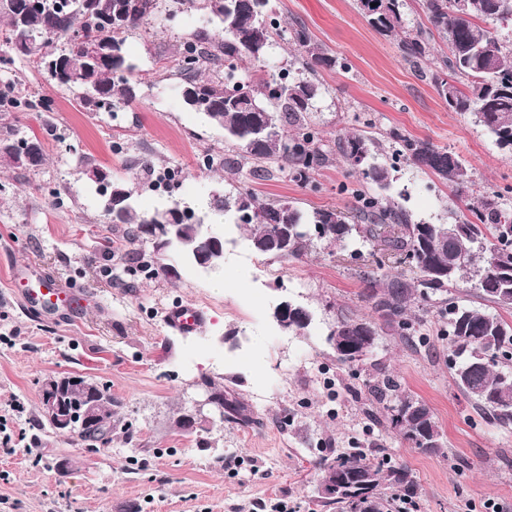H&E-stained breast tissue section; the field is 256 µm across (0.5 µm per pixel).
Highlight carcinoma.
<instances>
[{
    "label": "carcinoma",
    "instance_id": "cac0c4a2",
    "mask_svg": "<svg viewBox=\"0 0 512 512\" xmlns=\"http://www.w3.org/2000/svg\"><path fill=\"white\" fill-rule=\"evenodd\" d=\"M172 2L177 10L195 12L204 20L191 38L182 42L172 72L181 79L184 106L223 131L224 140L237 150V156L224 158L222 164L240 170L249 161L274 163L293 181L309 184L312 172L333 160L310 112L323 95L317 69L335 67L337 58L316 44L299 24L292 33L302 54L298 72L245 80L238 74L239 64L247 61L262 66L280 35L273 0ZM357 2L369 25L398 38L402 59L429 80L449 111L475 117L499 148L512 152V43H503L497 36L501 24L512 22V0H467L461 7L456 6L457 0H421L426 21L410 28L404 23L407 0ZM122 4L128 5L123 20L107 25L105 17ZM157 5L158 0H89L76 10L72 0H42L39 10L26 12L19 0H0V18L4 20L0 49L31 59L52 83L79 92L89 109H104L99 104L103 99L115 112L136 99V67L127 58L126 41L153 18ZM214 23L220 30L217 36L209 32ZM439 40L448 45V52L437 56ZM60 56L71 65L65 80L56 78L47 66L50 59ZM391 138L399 143L397 154L405 166L427 170L451 185L459 202L453 221L458 226L456 234L446 237V224L412 221L399 203L385 194L397 168L379 161L378 140L358 130L338 140L339 153L346 161L355 153L365 154L367 163L358 167V174L380 193L356 195L357 208L351 213L334 208L305 211L286 200L264 201L247 190L231 195L214 193L202 204L205 213L196 217V223H183L181 235L200 244L201 224H222L229 214L240 224L244 207L252 214L244 222L252 243L283 234L291 224L320 227L314 239L288 238V251L276 255L287 260L307 253L316 239L341 245L355 237L368 243L378 237L382 225L394 224L400 227V235L391 246L415 253L417 277L382 273L366 280L363 296L399 335L412 336L422 326L411 314L414 303L443 294L459 280L472 284L483 299L512 309V206L493 191L471 197L469 170L447 149L396 132ZM111 187L124 193L118 223L126 225L125 234L132 242L141 240V225L163 220L170 212L169 204L140 212L133 190L118 178L105 180L99 192L107 194ZM441 303L448 314L453 353L461 358L453 365L455 386L496 421L512 424V385L504 383V378L512 379V368L500 367L503 360L512 362V321L446 299ZM358 322L357 318L340 317L335 327L356 341L363 335ZM397 390V382L389 376L370 386L380 400ZM333 468L347 490L325 498V502L338 505L339 512H400L398 505L416 495L417 481L408 467L383 458L372 462L362 448H349L319 461L321 472ZM363 469L372 470L373 475L368 492L362 495L350 487Z\"/></svg>",
    "mask_w": 512,
    "mask_h": 512
}]
</instances>
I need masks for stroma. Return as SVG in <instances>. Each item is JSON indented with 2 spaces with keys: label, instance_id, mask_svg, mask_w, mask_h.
I'll use <instances>...</instances> for the list:
<instances>
[{
  "label": "stroma",
  "instance_id": "1",
  "mask_svg": "<svg viewBox=\"0 0 512 512\" xmlns=\"http://www.w3.org/2000/svg\"><path fill=\"white\" fill-rule=\"evenodd\" d=\"M274 6L282 29L304 25L340 60L319 72L326 91L312 119L326 144L367 127L393 164L389 132L425 139L468 165L475 190L512 202V153L471 118L448 111L402 59L396 39L368 25L357 0ZM170 8L171 0H159L156 22L128 38L140 72L137 98L123 110L90 111L25 58L0 67V90L21 81L42 102L30 112L0 110V141L35 138L44 152L36 167L0 164V512H262L279 501L290 512H337L318 496L317 462L347 448L411 469L414 512H512V425L456 388L447 316L426 307L410 340L382 329L375 350L350 366L327 340L338 317H372L363 297L368 277L382 266L406 273L409 264L390 258L377 265L371 246L355 241H319L302 258H270L227 224L218 274L157 252L152 241L128 243L122 227L109 223L86 169L122 179L147 209L155 202L143 158L154 171L180 172L172 197L191 207L211 191L237 187L304 210L355 206L359 184L340 157L306 186L280 173L257 178L246 168L200 166L202 156L224 158L228 146L221 131L183 108L166 68L193 32L184 17L169 19ZM390 193L413 220L449 221L453 192L434 176L400 167ZM137 251L176 264L177 276H128ZM18 269L52 274L90 303L39 314L17 296ZM284 301L310 311L307 329L279 327L274 310ZM180 302L204 311L197 333L167 326V311ZM386 373L401 394L430 407L443 435L438 452H423L385 426L387 410L368 386ZM63 374L92 379L111 395V443L91 451L45 422L40 385ZM212 387L230 402L223 421L183 430L193 401Z\"/></svg>",
  "mask_w": 512,
  "mask_h": 512
}]
</instances>
